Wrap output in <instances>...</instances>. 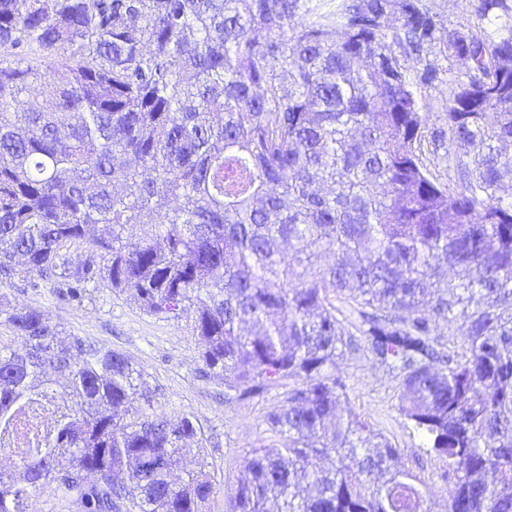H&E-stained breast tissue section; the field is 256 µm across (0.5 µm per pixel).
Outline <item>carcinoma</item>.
Listing matches in <instances>:
<instances>
[{"label": "carcinoma", "mask_w": 512, "mask_h": 512, "mask_svg": "<svg viewBox=\"0 0 512 512\" xmlns=\"http://www.w3.org/2000/svg\"><path fill=\"white\" fill-rule=\"evenodd\" d=\"M473 8L478 31L426 0H0V49L50 68L0 66V281L19 260L75 299L104 279L149 313H191L202 372L236 398L293 381L265 418L282 443L249 451L233 512H426L405 449L338 414L337 365L359 351L398 381L448 512H512V0ZM434 47L463 66L431 137L453 191L421 161L414 87L443 81ZM6 322L27 350L0 353V512L49 483L81 512H205L209 465L174 474L193 416L131 412L154 400L143 372L58 344L45 312ZM59 386L71 403L41 434Z\"/></svg>", "instance_id": "cac0c4a2"}]
</instances>
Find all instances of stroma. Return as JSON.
<instances>
[{
    "label": "stroma",
    "mask_w": 512,
    "mask_h": 512,
    "mask_svg": "<svg viewBox=\"0 0 512 512\" xmlns=\"http://www.w3.org/2000/svg\"><path fill=\"white\" fill-rule=\"evenodd\" d=\"M437 63L445 72V82L416 90L429 132L447 127V81L462 70L451 58H438ZM22 304L47 313L61 335L88 337L129 357L156 391L153 413L194 416L203 432L195 455L210 463L217 483L206 512H231V498L246 474V452L279 442L278 436L267 431L263 419L269 408L281 401L283 388L271 389L258 399L237 400L223 380L201 376L191 315L164 318L149 314L104 281L91 284L88 294L75 301L58 284L18 271L11 281L0 283V347L22 349V339L5 322L6 309ZM339 374L346 384V407L364 416L397 447L408 449L406 466L427 482L428 512H447L443 467L421 450L420 438L408 428L399 411L397 382L374 367L362 352L344 360Z\"/></svg>",
    "instance_id": "obj_1"
}]
</instances>
